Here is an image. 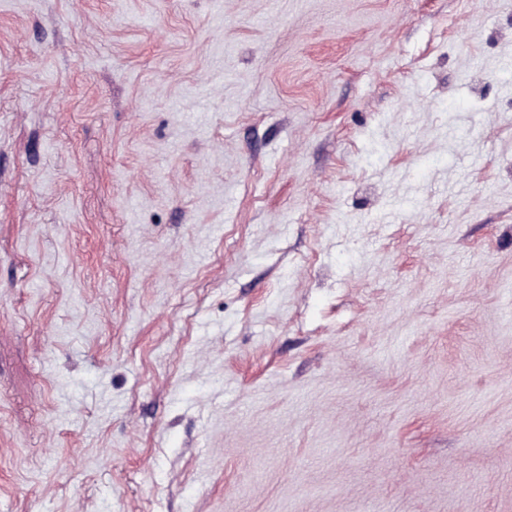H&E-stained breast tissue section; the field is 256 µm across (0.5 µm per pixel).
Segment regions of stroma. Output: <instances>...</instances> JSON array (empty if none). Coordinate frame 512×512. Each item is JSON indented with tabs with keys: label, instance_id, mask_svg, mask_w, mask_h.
<instances>
[{
	"label": "stroma",
	"instance_id": "obj_1",
	"mask_svg": "<svg viewBox=\"0 0 512 512\" xmlns=\"http://www.w3.org/2000/svg\"><path fill=\"white\" fill-rule=\"evenodd\" d=\"M0 512H512V0H0Z\"/></svg>",
	"mask_w": 512,
	"mask_h": 512
}]
</instances>
